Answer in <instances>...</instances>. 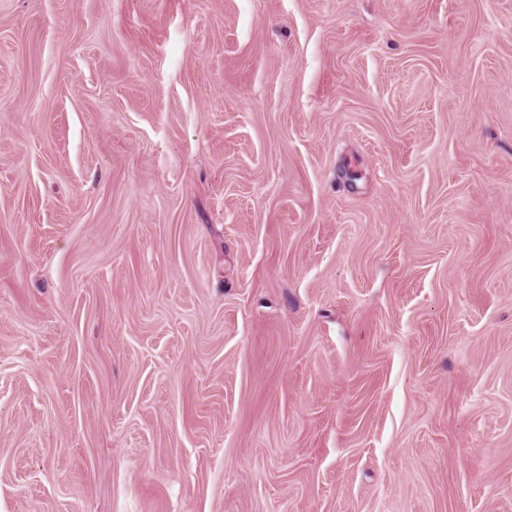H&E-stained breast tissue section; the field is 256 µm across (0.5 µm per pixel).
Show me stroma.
I'll return each instance as SVG.
<instances>
[{
    "label": "stroma",
    "instance_id": "stroma-1",
    "mask_svg": "<svg viewBox=\"0 0 512 512\" xmlns=\"http://www.w3.org/2000/svg\"><path fill=\"white\" fill-rule=\"evenodd\" d=\"M0 512H512V0H0Z\"/></svg>",
    "mask_w": 512,
    "mask_h": 512
}]
</instances>
